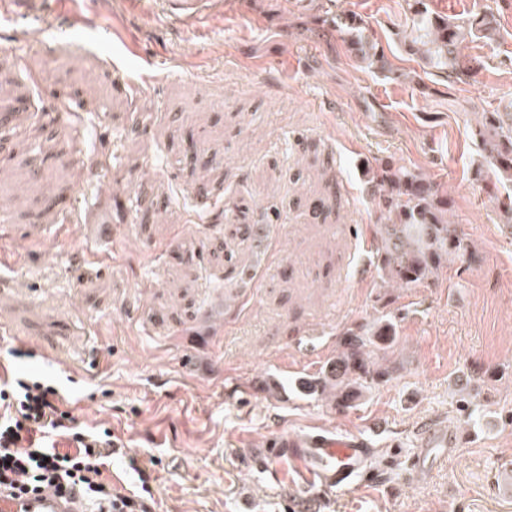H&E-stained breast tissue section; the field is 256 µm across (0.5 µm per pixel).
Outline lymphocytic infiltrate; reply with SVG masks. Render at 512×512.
I'll return each mask as SVG.
<instances>
[{
    "label": "lymphocytic infiltrate",
    "instance_id": "obj_1",
    "mask_svg": "<svg viewBox=\"0 0 512 512\" xmlns=\"http://www.w3.org/2000/svg\"><path fill=\"white\" fill-rule=\"evenodd\" d=\"M58 390L38 381L0 385V487L22 492L79 487L95 512H152L145 495L113 492L106 462L120 445L110 430H78Z\"/></svg>",
    "mask_w": 512,
    "mask_h": 512
}]
</instances>
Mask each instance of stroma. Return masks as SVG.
<instances>
[{
    "instance_id": "35a3bbf8",
    "label": "stroma",
    "mask_w": 512,
    "mask_h": 512,
    "mask_svg": "<svg viewBox=\"0 0 512 512\" xmlns=\"http://www.w3.org/2000/svg\"><path fill=\"white\" fill-rule=\"evenodd\" d=\"M493 12L465 42L474 82L448 86L406 52L409 0H223L200 19L165 0H44L0 18V365L53 382L85 431L123 450L104 475L154 512H512V237L475 178L477 113L512 105V0H430ZM364 22L382 63L338 31ZM79 118L74 137L44 120ZM423 174L477 248L434 284L384 291L369 166ZM39 164L56 205L20 186ZM38 236H29L32 225ZM108 224L97 244L88 227ZM252 224L245 241L235 225ZM390 294L398 371L346 410L298 379ZM460 446L410 475L422 428ZM320 432L374 446V477L320 492L271 438Z\"/></svg>"
}]
</instances>
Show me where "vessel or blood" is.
I'll return each mask as SVG.
<instances>
[{"instance_id": "b4317fda", "label": "vessel or blood", "mask_w": 512, "mask_h": 512, "mask_svg": "<svg viewBox=\"0 0 512 512\" xmlns=\"http://www.w3.org/2000/svg\"><path fill=\"white\" fill-rule=\"evenodd\" d=\"M458 445L454 432L428 424L421 447L412 458L411 469L418 480H426L432 471L452 456ZM275 453L287 454L307 479L321 488L345 492L353 488L356 477H370L373 450L360 438H330L315 434L303 439L278 438ZM0 512H84L80 498L70 492L43 489L36 492L0 491Z\"/></svg>"}]
</instances>
